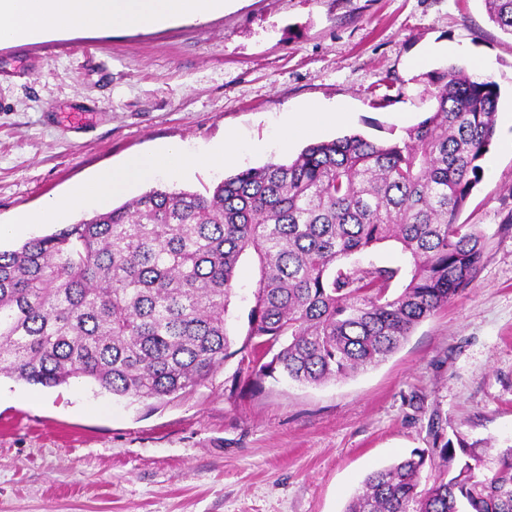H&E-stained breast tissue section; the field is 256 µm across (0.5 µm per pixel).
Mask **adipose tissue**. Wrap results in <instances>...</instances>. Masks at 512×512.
<instances>
[{"instance_id": "ef3b65f1", "label": "adipose tissue", "mask_w": 512, "mask_h": 512, "mask_svg": "<svg viewBox=\"0 0 512 512\" xmlns=\"http://www.w3.org/2000/svg\"><path fill=\"white\" fill-rule=\"evenodd\" d=\"M234 0H0V44L34 40L59 29H100L160 26L183 19L205 20L224 12ZM239 151L231 137L224 144L201 153L180 146L133 155L116 169L98 173L74 188L65 198L49 201L46 219L64 222L72 208L83 203L107 207L113 196L128 192L136 184L167 174L177 176L197 166H222Z\"/></svg>"}]
</instances>
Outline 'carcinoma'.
Returning a JSON list of instances; mask_svg holds the SVG:
<instances>
[{
  "label": "carcinoma",
  "instance_id": "obj_1",
  "mask_svg": "<svg viewBox=\"0 0 512 512\" xmlns=\"http://www.w3.org/2000/svg\"><path fill=\"white\" fill-rule=\"evenodd\" d=\"M512 36V0H483ZM402 141L350 135L243 170L203 195L152 188L0 250V376L86 378L162 399L203 384L235 332L240 262L256 276L248 370L318 386L375 366L473 281L484 234L458 218L481 180L500 92L450 64ZM392 243L396 266L377 258ZM344 512H512V445L457 435L369 473Z\"/></svg>",
  "mask_w": 512,
  "mask_h": 512
}]
</instances>
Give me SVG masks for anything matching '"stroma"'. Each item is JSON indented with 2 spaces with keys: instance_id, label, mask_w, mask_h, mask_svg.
I'll return each mask as SVG.
<instances>
[{
  "instance_id": "1",
  "label": "stroma",
  "mask_w": 512,
  "mask_h": 512,
  "mask_svg": "<svg viewBox=\"0 0 512 512\" xmlns=\"http://www.w3.org/2000/svg\"><path fill=\"white\" fill-rule=\"evenodd\" d=\"M486 65L512 113V36L482 0H239L203 22L61 30L0 45V225L40 213L97 171L175 142L235 133L222 171L156 186L199 193L308 144L401 140L435 107L426 75ZM342 105L344 123L292 140L293 108ZM512 126L497 125L459 220L485 235L473 282L377 366L303 386L246 377L239 357L163 399L85 379H0V512H343L374 469L462 435L512 441ZM254 267L238 270L234 347Z\"/></svg>"
}]
</instances>
